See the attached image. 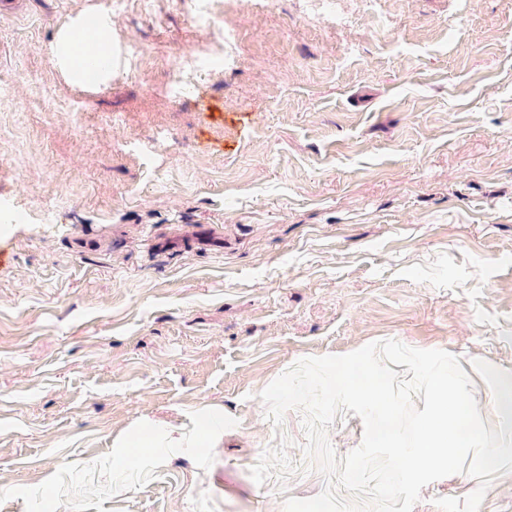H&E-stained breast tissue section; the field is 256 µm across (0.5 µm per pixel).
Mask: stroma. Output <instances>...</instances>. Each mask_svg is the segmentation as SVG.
<instances>
[{"label": "stroma", "mask_w": 512, "mask_h": 512, "mask_svg": "<svg viewBox=\"0 0 512 512\" xmlns=\"http://www.w3.org/2000/svg\"><path fill=\"white\" fill-rule=\"evenodd\" d=\"M0 7V512H284L325 479L298 360L512 372V0ZM107 17L112 70L58 54ZM199 82L175 88L177 73ZM222 418L209 434L203 416ZM164 422L182 448L116 438ZM288 438L295 469L250 470ZM413 512H512V473Z\"/></svg>", "instance_id": "1"}]
</instances>
